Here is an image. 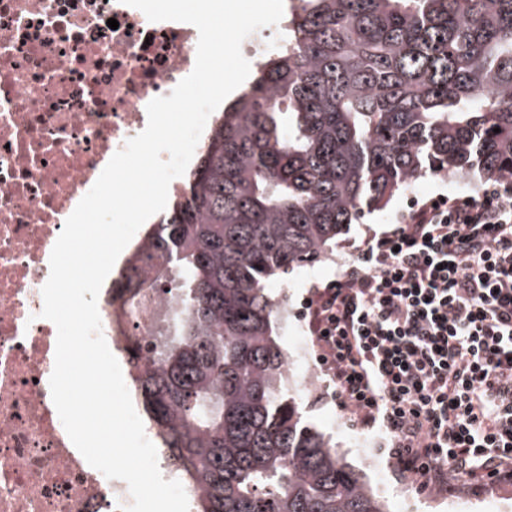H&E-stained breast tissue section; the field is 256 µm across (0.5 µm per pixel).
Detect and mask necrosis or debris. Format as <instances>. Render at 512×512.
Wrapping results in <instances>:
<instances>
[{"mask_svg": "<svg viewBox=\"0 0 512 512\" xmlns=\"http://www.w3.org/2000/svg\"><path fill=\"white\" fill-rule=\"evenodd\" d=\"M118 28H110L108 19ZM197 29L152 22L124 0H0V512H122L71 442L49 378L57 329L40 312L68 216L113 154L147 125V105L194 68ZM175 294L136 305L100 292L110 350L151 348Z\"/></svg>", "mask_w": 512, "mask_h": 512, "instance_id": "necrosis-or-debris-1", "label": "necrosis or debris"}]
</instances>
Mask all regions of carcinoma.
Masks as SVG:
<instances>
[{"label":"carcinoma","mask_w":512,"mask_h":512,"mask_svg":"<svg viewBox=\"0 0 512 512\" xmlns=\"http://www.w3.org/2000/svg\"><path fill=\"white\" fill-rule=\"evenodd\" d=\"M283 28L112 290L180 297L129 360L198 512H387L283 398L269 285L429 174L512 176V0H298Z\"/></svg>","instance_id":"1"}]
</instances>
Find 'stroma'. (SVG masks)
Wrapping results in <instances>:
<instances>
[{"label":"stroma","mask_w":512,"mask_h":512,"mask_svg":"<svg viewBox=\"0 0 512 512\" xmlns=\"http://www.w3.org/2000/svg\"><path fill=\"white\" fill-rule=\"evenodd\" d=\"M487 184V178L477 173L462 178L457 184L439 175L422 178L403 188L385 209L366 213L360 223L351 225L337 239L332 259L315 263L313 273L300 268L272 284V294L287 295L289 309L298 311L301 317L299 331L289 332L280 339L282 349L299 355L294 367L296 376L305 372L310 360L317 357V348L305 319L313 288L324 287L338 278L355 259L358 249L368 239L388 230L412 199L421 200L437 194L475 195ZM286 391L302 405L307 422L329 436L346 461L384 497L390 512H512L511 485L484 490L465 485L442 495L416 490L393 468L378 436L354 427L348 412L340 405L325 403L315 392L301 387L296 377L289 380Z\"/></svg>","instance_id":"35a3bbf8"}]
</instances>
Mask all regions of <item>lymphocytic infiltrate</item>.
<instances>
[{
    "mask_svg": "<svg viewBox=\"0 0 512 512\" xmlns=\"http://www.w3.org/2000/svg\"><path fill=\"white\" fill-rule=\"evenodd\" d=\"M355 425L417 489L512 484V178L413 203L307 304Z\"/></svg>",
    "mask_w": 512,
    "mask_h": 512,
    "instance_id": "1",
    "label": "lymphocytic infiltrate"
}]
</instances>
